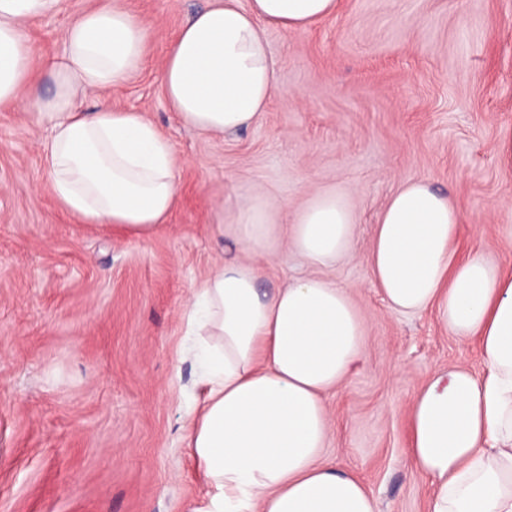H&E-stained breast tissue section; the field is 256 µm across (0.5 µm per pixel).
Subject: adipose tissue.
I'll return each instance as SVG.
<instances>
[{"label":"adipose tissue","mask_w":512,"mask_h":512,"mask_svg":"<svg viewBox=\"0 0 512 512\" xmlns=\"http://www.w3.org/2000/svg\"><path fill=\"white\" fill-rule=\"evenodd\" d=\"M59 4L0 0V104L47 128L42 151L64 211L148 234L177 203L174 150L144 112L84 103L140 70L151 29L119 0L81 13L63 32L44 94L27 25ZM336 7L209 0L167 49L160 82L172 111L214 135L251 126L277 88L266 26L301 30ZM282 213L261 192L216 210L211 235L224 253L184 311L203 388L185 440L210 489L207 512H378L358 477L323 459L326 397L364 361L366 321L348 288L323 274L350 256L356 216L333 190L307 199L290 223ZM460 229L450 197L403 183L383 207L367 264L389 311L435 308L446 331L481 351L482 373L437 369L409 405L408 460L430 485L426 512H512V266L460 251ZM283 251L310 272L263 291L261 264Z\"/></svg>","instance_id":"obj_1"}]
</instances>
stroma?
<instances>
[{"label":"stroma","instance_id":"35a3bbf8","mask_svg":"<svg viewBox=\"0 0 512 512\" xmlns=\"http://www.w3.org/2000/svg\"><path fill=\"white\" fill-rule=\"evenodd\" d=\"M155 29L145 64L88 108L147 113L178 158L179 200L142 238L83 224L56 204L45 128L0 107V512H204L185 441L197 396L183 313L217 257L215 210L264 190L296 209L325 188L352 203V256L325 269L350 289L365 363L327 399L326 460L358 475L379 512H425L429 487L406 460L407 408L427 376L482 373L474 343L433 311H389L366 255L388 197L427 181L463 214L461 246L512 265V0H341L299 32L265 29L277 90L249 129L183 125L158 80L165 50L207 0H122ZM102 0H61L34 20L44 58Z\"/></svg>","mask_w":512,"mask_h":512}]
</instances>
